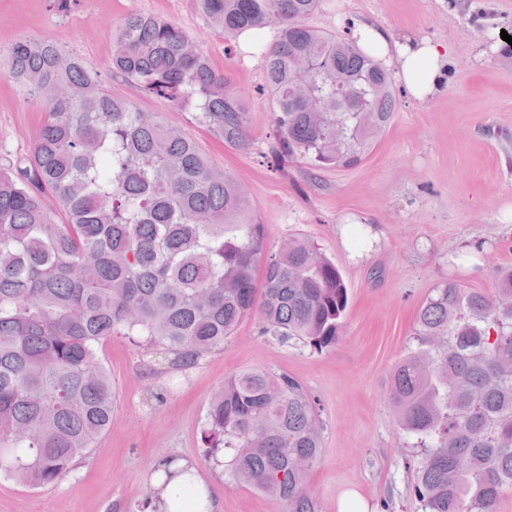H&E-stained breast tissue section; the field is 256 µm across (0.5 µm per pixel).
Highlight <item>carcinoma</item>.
Masks as SVG:
<instances>
[{"instance_id":"cac0c4a2","label":"carcinoma","mask_w":512,"mask_h":512,"mask_svg":"<svg viewBox=\"0 0 512 512\" xmlns=\"http://www.w3.org/2000/svg\"><path fill=\"white\" fill-rule=\"evenodd\" d=\"M197 2L228 40L276 27L263 51L273 159L339 170L370 154L395 116V82L345 36L309 25L320 0ZM0 65L44 112L30 154L0 163L1 474L49 486L93 447L112 422L100 350L113 336L187 366L257 313L264 336L336 344L349 304L336 264L298 236L265 255L243 188L180 129L112 95L49 39L11 40ZM111 68L174 106L194 101L200 126L248 145L244 93L180 27L127 14ZM496 278L494 296L454 280L433 288L416 347L391 374L399 426L420 449L412 493L422 512H496L512 491V266ZM202 441L205 458L224 454L235 481L284 512H318L305 480L321 422L294 379L245 371L225 381Z\"/></svg>"}]
</instances>
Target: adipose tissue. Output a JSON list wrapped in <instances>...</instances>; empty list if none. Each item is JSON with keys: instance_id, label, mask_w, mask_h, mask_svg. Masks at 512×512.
<instances>
[{"instance_id": "ef3b65f1", "label": "adipose tissue", "mask_w": 512, "mask_h": 512, "mask_svg": "<svg viewBox=\"0 0 512 512\" xmlns=\"http://www.w3.org/2000/svg\"><path fill=\"white\" fill-rule=\"evenodd\" d=\"M359 45L374 59L392 63L400 80L409 93L417 100L428 102L445 85L449 60L446 51L426 39L406 36L392 39L385 30L373 24L362 22L354 30ZM187 461L170 464L173 474L168 483L154 482L153 508L155 512H215L217 503L207 489H200L199 502L184 506L182 499V469Z\"/></svg>"}]
</instances>
